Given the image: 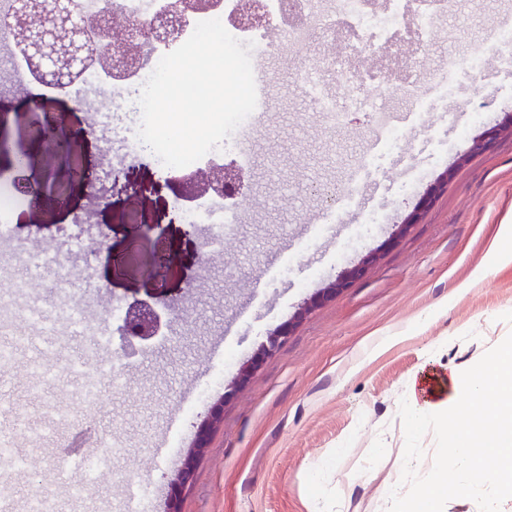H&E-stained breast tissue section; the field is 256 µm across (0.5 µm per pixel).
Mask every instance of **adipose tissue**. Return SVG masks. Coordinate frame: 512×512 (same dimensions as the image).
Here are the masks:
<instances>
[{"instance_id":"obj_1","label":"adipose tissue","mask_w":512,"mask_h":512,"mask_svg":"<svg viewBox=\"0 0 512 512\" xmlns=\"http://www.w3.org/2000/svg\"><path fill=\"white\" fill-rule=\"evenodd\" d=\"M449 392H463L472 403L494 400L499 409L498 421L491 431L460 434L452 443L456 459L479 469L485 456L497 457L500 464L498 478L487 488L494 494L512 492V343L503 345L492 361V370L483 374L481 381L466 382L451 379Z\"/></svg>"}]
</instances>
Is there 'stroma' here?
I'll return each mask as SVG.
<instances>
[{
  "label": "stroma",
  "mask_w": 512,
  "mask_h": 512,
  "mask_svg": "<svg viewBox=\"0 0 512 512\" xmlns=\"http://www.w3.org/2000/svg\"><path fill=\"white\" fill-rule=\"evenodd\" d=\"M509 19L512 0H454L414 75L421 100L372 90L404 133L394 150L370 113L348 110L336 125L293 91L291 59L261 62L272 102L252 132L243 168L249 191L234 205L240 222L222 253L205 254L186 236L167 173L148 157L131 168V191L98 201L78 185L66 207H16L15 247H55L92 208L109 224L92 282L74 298L88 322L104 307L159 296L176 305L179 318L172 342L133 364L116 334L97 362H84L82 349L95 334L71 336L56 324L43 338L47 375L39 380L26 342L37 325L20 317L0 327V345L12 347L0 365V436L32 460L30 472L10 473L12 512H27L34 479L58 512H130L128 491L141 485L158 491L153 512H167L180 461L170 436L180 432L189 448L208 414L207 406L182 414L181 404L227 352L234 359L209 397L223 402V418L180 496V512H410L450 466L449 437L473 428L462 395L448 417L410 426L414 389L428 375L488 368L497 348L512 341V262L486 263L500 225H512V135L484 154H467L474 137L512 114V69L489 61L481 72L453 74L443 88L433 79L448 54H486ZM40 97L71 142L56 177L72 165L91 170L98 150L85 134L90 113L61 93ZM0 142V190L44 177L51 154L30 142L25 108L0 109ZM350 189L353 201L324 231L325 192ZM417 207L419 222L399 231ZM369 212L381 222L357 238ZM142 224L147 234H139ZM371 252L377 260L362 279L305 310L311 296ZM163 253L169 275L159 289L149 271ZM287 323L290 336L238 383L240 368ZM79 362L84 370H76ZM99 362L125 385L90 406L82 385ZM63 448L108 456L111 472L93 498L71 495L83 475L63 465ZM493 470L487 462L460 468L440 512H512V497L478 490Z\"/></svg>",
  "instance_id": "35a3bbf8"
}]
</instances>
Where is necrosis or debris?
<instances>
[{
  "instance_id": "4bbe7bcc",
  "label": "necrosis or debris",
  "mask_w": 512,
  "mask_h": 512,
  "mask_svg": "<svg viewBox=\"0 0 512 512\" xmlns=\"http://www.w3.org/2000/svg\"><path fill=\"white\" fill-rule=\"evenodd\" d=\"M174 0H75L81 14L93 16L109 9L113 14L138 28L148 27L154 14L169 9ZM270 16L265 29H244L233 22L239 0H218L216 7L188 15L182 38H189L196 24L220 19L227 31L242 41L253 42L252 59L280 55L312 40L313 20H320L341 50L323 55L315 62H301L295 70V89L313 99L320 111L337 112L336 89L346 96L360 98L361 105L374 112L391 143H401L403 136L380 104L368 99L369 86L387 82L380 70L365 71L352 63L364 45L370 44L392 56L403 55L411 48L423 47L438 15L448 8V0H333L330 9H322L320 0H264ZM175 43L154 44L147 50L144 66L122 79L106 73L92 75L84 85L80 104L93 116L92 128L107 140L120 143L116 157L132 160L144 148L137 137L141 123L138 97L160 58L175 50ZM189 224H205L210 249L220 248L224 234L236 223L234 210L225 208L223 197L205 196L184 208ZM54 266L61 286L70 288L89 282L91 275L79 267L59 264L56 254L48 250L16 252L0 256V279L7 278L16 267H24L37 280L46 266Z\"/></svg>"
}]
</instances>
